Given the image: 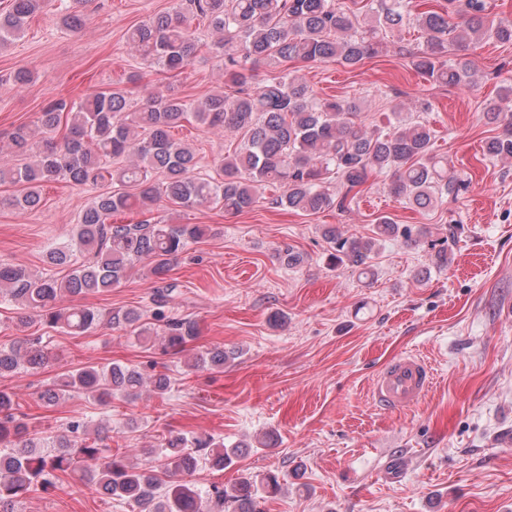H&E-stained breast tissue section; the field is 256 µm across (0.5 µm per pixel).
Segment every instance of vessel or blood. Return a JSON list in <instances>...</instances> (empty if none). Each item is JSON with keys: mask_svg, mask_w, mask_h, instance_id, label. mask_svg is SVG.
I'll list each match as a JSON object with an SVG mask.
<instances>
[{"mask_svg": "<svg viewBox=\"0 0 512 512\" xmlns=\"http://www.w3.org/2000/svg\"><path fill=\"white\" fill-rule=\"evenodd\" d=\"M433 384V372L421 358L396 359L377 375L373 384L375 402L388 410H405L419 402Z\"/></svg>", "mask_w": 512, "mask_h": 512, "instance_id": "vessel-or-blood-1", "label": "vessel or blood"}]
</instances>
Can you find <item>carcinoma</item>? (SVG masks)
Listing matches in <instances>:
<instances>
[{
  "instance_id": "1",
  "label": "carcinoma",
  "mask_w": 512,
  "mask_h": 512,
  "mask_svg": "<svg viewBox=\"0 0 512 512\" xmlns=\"http://www.w3.org/2000/svg\"><path fill=\"white\" fill-rule=\"evenodd\" d=\"M130 28L127 44L133 55L171 78L185 73L201 51L224 61V83L235 88L230 95L217 92L203 100L157 94L135 112L121 90L91 93L67 102L49 103L32 124L16 132L9 149L29 161L0 163V185H19L16 199L22 208L41 203V188L50 181L94 183L109 176L118 189L100 193L80 215L72 236L50 246L45 260L65 267L68 274L53 278L21 267L0 265V297L33 314L44 325L71 335H83L106 324L127 330L144 344L154 342L158 330L137 308L103 313L72 305L66 300L81 294L109 292L135 263L155 260L153 274L168 272L169 262L189 242L202 238L199 224H119L114 217L133 210H148L166 200L184 210L219 204L226 214H238L258 202L260 190L278 185L282 193L273 204L291 212L316 215L343 210L349 195L360 193L369 175L388 174V190L418 211L433 208L445 196H456L465 181L448 172L434 154L435 131L425 121L393 113L382 129L367 131L356 125L361 111L356 101L318 100L307 83L289 69L293 62L315 63L334 59L356 67L387 47L388 34L401 29L412 16L425 34L424 47L413 55V69L441 86L473 83L470 51L495 39L512 43V21L490 17L487 0H447L411 14L410 0H353L357 9L336 6L335 0H189ZM44 0H12L0 13V47L19 36L27 19ZM83 0L63 4V27L78 31L86 17ZM206 21L216 34L211 44L198 42L194 21ZM454 60H445L448 55ZM276 59L279 74L257 78L256 64ZM482 116L497 134L485 142L484 154L494 159L512 158V87L486 103ZM194 120L216 133H235L240 140L218 165V177L200 173L196 153L175 139L172 131ZM333 178L344 193L330 192ZM372 237H344L327 227L324 238L331 258L367 272L378 238L398 232L410 241L429 234L425 226L399 228L388 216L375 220ZM197 335L189 319L167 323L162 346L179 353ZM230 355L215 346L195 357L192 367L222 369ZM62 354L52 352L41 338L26 336L0 346V376L21 370L35 372ZM170 379L158 375L146 380L134 367L113 363L101 368L73 370L60 383L40 394L47 405L66 394L81 392L97 401L114 395L136 398L149 386L158 395L170 388ZM52 446L57 452L41 453ZM211 449L214 466L223 469L243 453L244 445L224 447L212 437L172 436L153 448L156 464L140 467L125 456L89 442L88 424L70 423L68 433L42 437L14 413L9 394L0 392V512H19V504L32 491L56 487L60 474L82 481L92 472L95 489L125 501L131 512H264L266 499L281 491L275 473L246 474L230 485L212 487L203 494L189 480L196 453Z\"/></svg>"
}]
</instances>
